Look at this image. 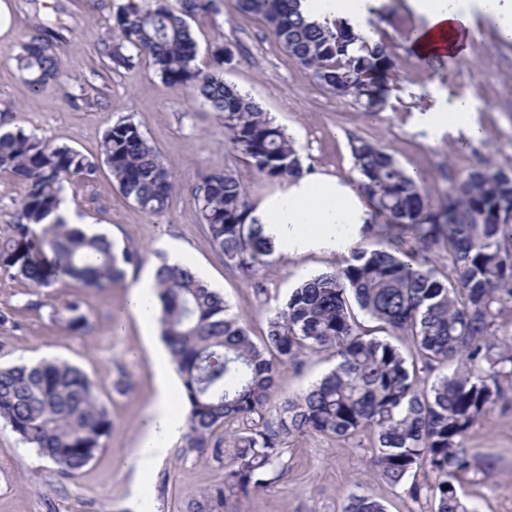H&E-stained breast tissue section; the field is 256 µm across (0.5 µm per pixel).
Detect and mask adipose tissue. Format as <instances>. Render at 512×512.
<instances>
[{"label": "adipose tissue", "instance_id": "ef3b65f1", "mask_svg": "<svg viewBox=\"0 0 512 512\" xmlns=\"http://www.w3.org/2000/svg\"><path fill=\"white\" fill-rule=\"evenodd\" d=\"M422 23L412 37L418 59L468 57L472 54L471 16L480 11L492 18L506 40H512V0H410ZM377 0H300L299 9L310 20L321 24L343 19L354 30L370 36L369 18ZM438 105L414 113L412 123L424 130L432 145L446 139L476 141L483 130L472 110L470 97L446 100L435 90ZM262 224L278 257L294 259L311 252H322L347 261L357 242L368 234L373 214L360 192L338 176L303 172L288 179L282 188L258 202L250 213ZM156 270L146 268L138 284L131 288L123 308L135 316L142 328L143 343L153 355L156 394L142 424L135 454L140 472H150L178 442L186 430V413L176 393L177 382L169 358L156 334Z\"/></svg>", "mask_w": 512, "mask_h": 512}]
</instances>
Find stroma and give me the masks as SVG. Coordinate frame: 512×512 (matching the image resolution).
Here are the masks:
<instances>
[{
    "instance_id": "35a3bbf8",
    "label": "stroma",
    "mask_w": 512,
    "mask_h": 512,
    "mask_svg": "<svg viewBox=\"0 0 512 512\" xmlns=\"http://www.w3.org/2000/svg\"><path fill=\"white\" fill-rule=\"evenodd\" d=\"M372 23L374 39L390 47L393 66L386 103L365 114L351 99L329 95L274 39L264 20L224 0L220 13L205 14L190 25L199 46L197 64H213L211 46L237 45L224 78L252 97L275 122L293 133L304 167L357 181L350 140L362 137L385 147L407 172L421 175L432 201H441L450 186L482 159L512 169V42L500 40L497 25L474 13L473 55L468 59L418 61L409 39L422 22L408 0H381ZM62 19L68 28L61 57L62 84L36 91L17 69V51L33 26ZM112 25L111 8L87 10L77 0H0V127L36 133L55 146L97 154L106 128L126 118L139 126L161 152L177 185L162 216L144 213L102 173L95 204L84 196H66L67 209L81 222L104 226L113 242L144 251V264L166 258L165 246L177 241L200 277L220 292L233 312L243 315L253 338L263 336L275 306L302 280L336 269L335 258L311 253L295 261L274 260L257 276L225 268L206 234L194 192L202 174L234 172L245 183L251 202L276 189L231 149L224 126L202 100L169 87L144 59L112 72L104 71L98 47ZM448 96L472 95L483 128L480 140L461 146L446 140L432 147L425 133L413 130L415 110L433 103L431 86ZM140 269H128L112 287L57 285L58 299L79 297L90 315L86 334L69 332L51 307L28 308L35 290L23 278L0 270V365L60 358L88 374L106 402L112 433L105 448L77 478H61L52 464L25 447L0 424V512H184L201 491L219 482L224 471L209 454L170 448L146 474L138 473L133 453L144 413L154 397L152 361L142 347L141 325L115 313L136 284ZM333 352L309 356L302 370L284 369L276 402L305 390L335 364ZM469 447L484 456L487 480L461 479L460 493L474 512H512V410H494L477 425ZM369 436L339 441L307 434L290 440L284 455L288 474L237 504V512H342L349 493H366L386 512H428L414 506L403 488L368 470Z\"/></svg>"
}]
</instances>
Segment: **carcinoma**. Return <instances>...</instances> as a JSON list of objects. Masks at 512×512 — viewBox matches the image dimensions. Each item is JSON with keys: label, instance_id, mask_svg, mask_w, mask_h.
Instances as JSON below:
<instances>
[{"label": "carcinoma", "instance_id": "obj_1", "mask_svg": "<svg viewBox=\"0 0 512 512\" xmlns=\"http://www.w3.org/2000/svg\"><path fill=\"white\" fill-rule=\"evenodd\" d=\"M299 0H239L262 17L273 37L335 98H353L367 112L385 104L391 66L385 41H368L345 20L305 19ZM223 0H126L113 14L112 36L98 54L107 70L145 58L167 85L192 90L224 124L233 151L258 174L282 183L300 175L293 142L258 104L224 81L225 43L215 66L196 64L188 20L220 11ZM64 25H40L13 56L40 89L61 83L57 52ZM358 189L383 222L370 234L381 248L355 251L341 269L323 272L288 294L255 342L241 317L190 268L162 264L157 298L162 339L182 381L187 408L183 447L207 452L224 469L187 512H229L288 472L285 447L308 433L348 440L373 435L369 467L393 486L413 481L414 503L431 512H474L456 483L488 470L467 445L472 429L498 404L512 403V331L500 321L512 306V173L483 161L433 203L422 181L387 150L350 141ZM121 194L161 216L175 180L158 149L128 119L108 126L99 156L52 146L33 133L0 132V173L24 188L18 219L0 226V269L38 289L63 278L105 288L139 266L140 251L115 253L105 236H87L60 214L64 193L85 192L101 165ZM202 223L224 266L255 274L272 262L263 225L249 219L247 187L231 171L202 176L194 194ZM67 329H92L78 297L55 307ZM365 316L368 321L359 319ZM412 337L407 359L390 336ZM331 349L336 366L306 391L270 411L281 371ZM449 374L433 375L444 364ZM0 423L49 460L63 478L76 477L105 447L112 419L94 382L61 360L0 367ZM230 433H218L227 426ZM343 512H385L377 500L351 493Z\"/></svg>", "mask_w": 512, "mask_h": 512}]
</instances>
